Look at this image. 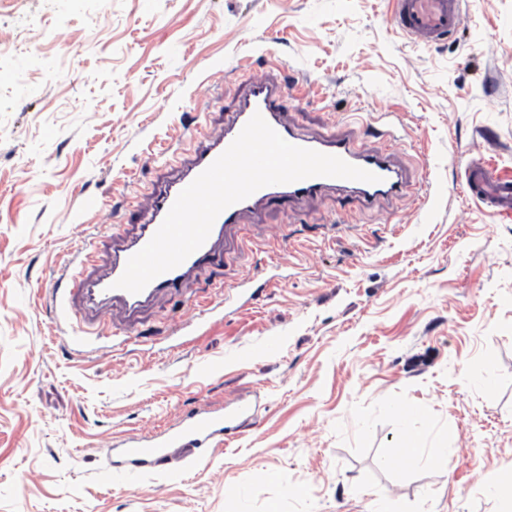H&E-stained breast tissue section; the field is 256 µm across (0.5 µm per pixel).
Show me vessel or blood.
<instances>
[{
  "instance_id": "b4317fda",
  "label": "vessel or blood",
  "mask_w": 512,
  "mask_h": 512,
  "mask_svg": "<svg viewBox=\"0 0 512 512\" xmlns=\"http://www.w3.org/2000/svg\"><path fill=\"white\" fill-rule=\"evenodd\" d=\"M464 10V0H395L391 21L402 33L422 44L434 46L458 32ZM311 97V84L296 77L283 78L276 85L264 77H252L244 100L228 112L223 133L199 146L194 156L184 165L181 174L156 193L150 210L140 220L136 234L123 241L103 276L94 278L85 275L84 270L96 265L100 256V242L114 239V232L108 229L80 241L76 251L78 268L70 273V286L61 306L63 313L74 314L78 322L92 326L112 306L119 305L133 313L157 296L180 294L193 275L223 268L229 255L228 234L236 233L239 242H246L247 235L241 218L245 213L260 207L289 211L297 204L320 196L326 189L334 187L345 191L339 201L340 207L344 209L355 202L370 206L379 199L399 197L408 191L418 200H428L427 185L421 182L415 189H408L392 159L393 148L402 140L403 123L399 113H381L377 126L372 127L371 136L385 143L381 149L367 148L363 137L359 135L312 139L300 134L283 119L288 108L301 107ZM257 113L287 142L338 156L377 175V182L312 177L261 188L247 199L223 210L215 220L206 242L179 266L156 277L139 293L133 294L116 288L115 283L123 274L129 258L151 240L179 193L227 149ZM467 177L469 185L484 187L497 206L505 209L512 207V180L493 179L475 161L469 163ZM244 413V408L235 403L225 407L220 414L196 411L188 414L163 436L127 441L116 470L122 473L154 467L166 457L169 448L177 445L197 449L199 456H207L215 447L223 444L225 436L233 430L235 421Z\"/></svg>"
}]
</instances>
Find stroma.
<instances>
[{
    "mask_svg": "<svg viewBox=\"0 0 512 512\" xmlns=\"http://www.w3.org/2000/svg\"><path fill=\"white\" fill-rule=\"evenodd\" d=\"M394 0H0V512H512V211L473 199L469 159L512 179V0H470L447 43ZM272 43L321 95L304 135L406 117L411 195L246 218L223 270L136 322L71 339L54 283L82 237L134 235L197 134L224 129ZM248 290L230 309L225 288ZM256 405L209 460L115 475L110 450L198 406ZM407 419H400L398 410ZM447 447L412 465L402 454Z\"/></svg>",
    "mask_w": 512,
    "mask_h": 512,
    "instance_id": "1",
    "label": "stroma"
}]
</instances>
